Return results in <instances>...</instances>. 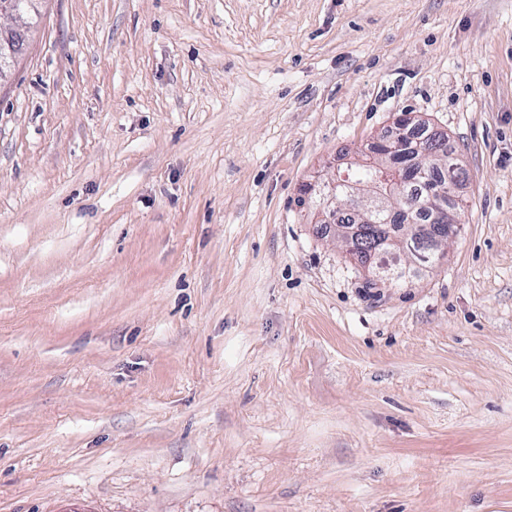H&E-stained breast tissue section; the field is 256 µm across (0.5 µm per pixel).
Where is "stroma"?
Here are the masks:
<instances>
[{"instance_id":"obj_1","label":"stroma","mask_w":512,"mask_h":512,"mask_svg":"<svg viewBox=\"0 0 512 512\" xmlns=\"http://www.w3.org/2000/svg\"><path fill=\"white\" fill-rule=\"evenodd\" d=\"M0 78V512H512V0H43ZM410 112L469 174L386 288L297 200Z\"/></svg>"}]
</instances>
